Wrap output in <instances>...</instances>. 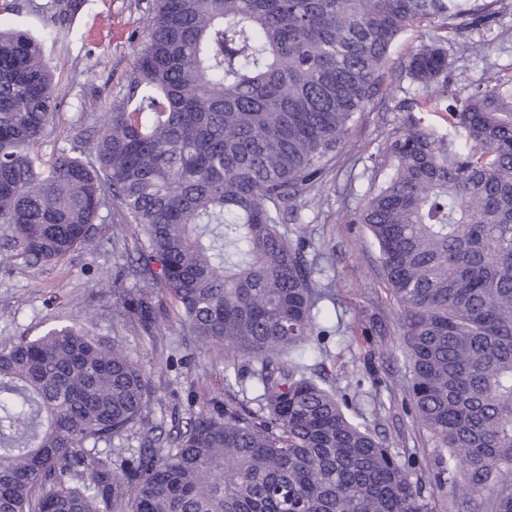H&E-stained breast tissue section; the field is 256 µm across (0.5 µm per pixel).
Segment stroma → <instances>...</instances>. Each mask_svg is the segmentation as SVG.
Returning a JSON list of instances; mask_svg holds the SVG:
<instances>
[{"instance_id": "stroma-1", "label": "stroma", "mask_w": 512, "mask_h": 512, "mask_svg": "<svg viewBox=\"0 0 512 512\" xmlns=\"http://www.w3.org/2000/svg\"><path fill=\"white\" fill-rule=\"evenodd\" d=\"M147 3L84 0L71 24L58 33L47 25L51 0H25L23 9L0 15V25L41 39L45 57L56 68L55 131L41 147L43 156L78 143L93 145L100 115L125 93L135 70ZM447 49L451 90L458 97L491 79L512 82V11L459 31ZM400 119V113L382 104L363 113L318 200L302 205L300 222L281 230L289 241L305 239L307 256L320 269L318 281L336 285L335 302L321 304L330 333L305 366L324 371L327 387L349 398L347 414L353 422L382 438L399 460L411 462L435 457L436 450L405 401L401 312L386 289L370 233L347 221L369 187L384 134ZM133 249V242L115 241L105 223L98 243L58 263L1 262L0 341L21 334L36 337L51 327L91 318L94 334L116 338L149 376L155 396L148 420L164 442L215 401L257 414L251 365L232 363L223 346L197 342L173 309H166L160 331L151 336L119 315L122 292L136 285L124 270ZM232 367L238 368L239 379L229 386L224 373Z\"/></svg>"}]
</instances>
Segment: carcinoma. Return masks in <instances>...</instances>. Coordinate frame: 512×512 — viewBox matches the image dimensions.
<instances>
[{"instance_id": "carcinoma-1", "label": "carcinoma", "mask_w": 512, "mask_h": 512, "mask_svg": "<svg viewBox=\"0 0 512 512\" xmlns=\"http://www.w3.org/2000/svg\"><path fill=\"white\" fill-rule=\"evenodd\" d=\"M470 0H152L125 95L93 153L43 159L54 75L41 40L0 28V224L12 256L59 262L101 209L131 236L145 334L165 293L189 333L253 365L265 416L200 413L159 445L140 365L85 327L0 343V512H432L421 481L299 358L327 330L316 262L280 231L382 99L403 113L352 223L403 313L406 392L432 434L434 485L512 512V84L448 101V30ZM82 0H54L58 32ZM457 24L450 28L448 21ZM434 24L390 71L395 38ZM422 95L397 98L404 81ZM446 112L448 133L416 119ZM134 437L119 466L99 448ZM492 489L487 499L476 495Z\"/></svg>"}]
</instances>
